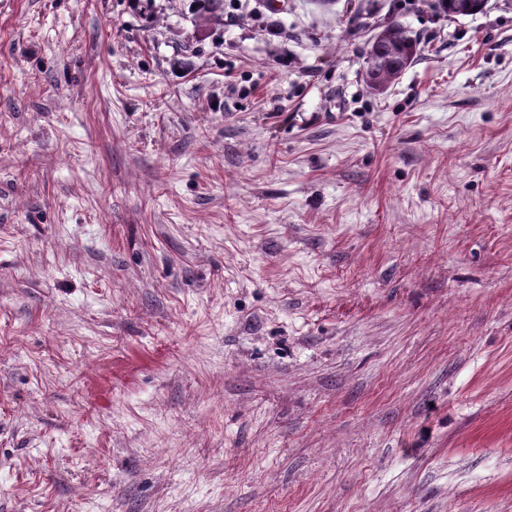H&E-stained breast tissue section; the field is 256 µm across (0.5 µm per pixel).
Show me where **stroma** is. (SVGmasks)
I'll use <instances>...</instances> for the list:
<instances>
[{
	"label": "stroma",
	"mask_w": 512,
	"mask_h": 512,
	"mask_svg": "<svg viewBox=\"0 0 512 512\" xmlns=\"http://www.w3.org/2000/svg\"><path fill=\"white\" fill-rule=\"evenodd\" d=\"M430 2L0 0V512H512V0ZM417 40L399 23L392 22L377 34L371 42L368 57L379 51L384 64L377 70L369 65L365 71L367 85L373 90L385 89L392 81L411 65L418 56Z\"/></svg>",
	"instance_id": "stroma-1"
}]
</instances>
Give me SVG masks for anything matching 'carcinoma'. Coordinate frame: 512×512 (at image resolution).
<instances>
[{
  "mask_svg": "<svg viewBox=\"0 0 512 512\" xmlns=\"http://www.w3.org/2000/svg\"><path fill=\"white\" fill-rule=\"evenodd\" d=\"M437 7L448 16H467L475 14L474 0H438ZM378 51L384 64L376 71H365L367 85L373 90L387 87L411 65L418 56L417 40L399 23L392 22L377 34L371 42L369 52Z\"/></svg>",
  "mask_w": 512,
  "mask_h": 512,
  "instance_id": "cac0c4a2",
  "label": "carcinoma"
}]
</instances>
